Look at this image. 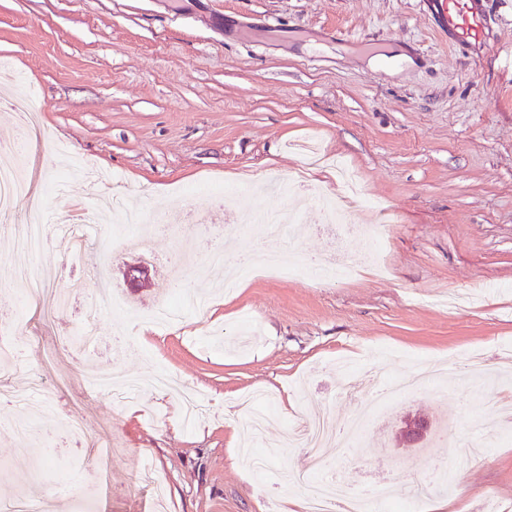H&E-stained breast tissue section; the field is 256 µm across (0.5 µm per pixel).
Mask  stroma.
<instances>
[{
	"label": "stroma",
	"mask_w": 512,
	"mask_h": 512,
	"mask_svg": "<svg viewBox=\"0 0 512 512\" xmlns=\"http://www.w3.org/2000/svg\"><path fill=\"white\" fill-rule=\"evenodd\" d=\"M485 44H453L429 0H0V57L13 94L38 111L25 175L48 225L28 266L52 270L69 304L42 326L36 303L0 329L15 349L6 368L24 405L0 402V491L43 495L52 512H277L283 472H306L312 454L287 445L288 431L328 411L347 425L376 363L391 378L428 372L429 382L369 421L364 440L321 449L337 501L376 493L380 477H439L440 499L479 512L489 495L512 504V0H484ZM408 60H401V53ZM319 149L353 170L369 207L358 224L384 223V271L365 240L350 239L359 275L350 281L265 274L224 292L210 286L202 311L155 324L117 351L124 313H147L211 279L218 247L253 251L260 215L299 209L304 230L284 238L293 258L336 250L325 208L343 192L329 167L304 165ZM302 189L270 192L263 180ZM310 185L322 197L307 193ZM164 218L143 245L122 223L97 232L73 222L101 207L107 191ZM73 223L86 260L66 262L57 231ZM236 227L225 235V227ZM103 264L88 277L90 261ZM150 267L143 287L124 270ZM105 312L87 350L65 347L79 330L86 296ZM141 378L162 369L193 386L207 411L183 425L166 396L135 399V413L105 394L71 386L82 366ZM270 406L255 475L240 459L239 402ZM50 435L15 436V420ZM427 431L401 439L406 418ZM84 424L70 434L69 420ZM110 461L89 468L101 446ZM151 466L159 483L137 480Z\"/></svg>",
	"instance_id": "35a3bbf8"
}]
</instances>
